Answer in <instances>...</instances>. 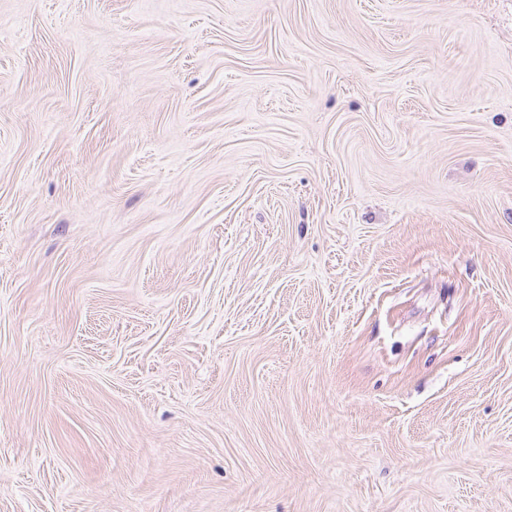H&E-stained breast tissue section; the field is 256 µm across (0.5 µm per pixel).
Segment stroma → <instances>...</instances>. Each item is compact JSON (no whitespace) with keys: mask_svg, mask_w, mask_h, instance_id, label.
<instances>
[{"mask_svg":"<svg viewBox=\"0 0 512 512\" xmlns=\"http://www.w3.org/2000/svg\"><path fill=\"white\" fill-rule=\"evenodd\" d=\"M0 512H512V0H0Z\"/></svg>","mask_w":512,"mask_h":512,"instance_id":"obj_1","label":"stroma"}]
</instances>
